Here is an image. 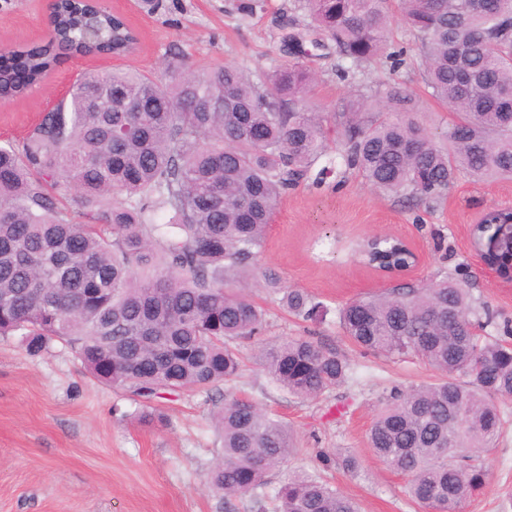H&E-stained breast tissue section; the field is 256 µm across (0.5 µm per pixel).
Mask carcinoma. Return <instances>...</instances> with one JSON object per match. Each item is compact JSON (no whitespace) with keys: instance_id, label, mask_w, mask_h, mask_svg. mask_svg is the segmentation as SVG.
<instances>
[{"instance_id":"carcinoma-1","label":"carcinoma","mask_w":512,"mask_h":512,"mask_svg":"<svg viewBox=\"0 0 512 512\" xmlns=\"http://www.w3.org/2000/svg\"><path fill=\"white\" fill-rule=\"evenodd\" d=\"M305 9L314 45H335L343 75L383 54L404 62L402 49L384 53L400 15L430 96L451 111L447 130L430 135L416 96L390 82L320 112L301 33L288 37L293 60L256 80L235 65L200 72L181 59L165 79L83 72L21 143L0 144V336L21 337L34 353L66 343L94 378L132 394L142 421L163 394L221 393L223 448L211 470L221 497L264 488L272 512H359L307 473L268 488L294 436L258 403L220 390L241 371L235 341L256 340L267 376L300 399L330 392L352 368L313 336L262 338L265 312L246 288L261 280L288 312L319 315L309 294L257 272L255 261L282 196L332 172L316 168L331 136L344 172L416 206L443 200L462 173L512 179V0H305ZM54 30L47 45L13 52L0 97L40 79L56 48L125 55L136 43L119 17L85 0H58ZM73 202L93 222L75 223ZM358 252L377 269L409 261L393 239ZM472 314L469 291L446 276L360 296L338 312L360 351L439 373L391 389L367 436L375 457L406 476L409 498L432 512H460L484 488L499 402L512 400V343L480 335L489 311Z\"/></svg>"}]
</instances>
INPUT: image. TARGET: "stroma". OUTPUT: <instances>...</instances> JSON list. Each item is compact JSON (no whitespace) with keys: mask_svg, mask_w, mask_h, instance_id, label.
Listing matches in <instances>:
<instances>
[{"mask_svg":"<svg viewBox=\"0 0 512 512\" xmlns=\"http://www.w3.org/2000/svg\"><path fill=\"white\" fill-rule=\"evenodd\" d=\"M103 3L136 32L135 51L117 61L59 54L23 95L0 100V143L20 141L39 113L89 69L132 68L161 77L176 53L195 70L233 64L260 77L287 61L286 27L305 20L303 0H261L248 17L238 13L237 0H164L153 13L136 0ZM47 15L48 0H0V51L44 45ZM413 41L410 29L395 20L388 48H406L404 64L394 68L382 59L344 79L335 71L336 54L310 57L319 76L313 101L331 112L357 89L396 82L419 99L431 131H444L449 109L428 94ZM509 205L512 180L460 177L447 198L428 209L380 193L354 173L340 183L331 177L318 187L301 184L280 200L258 264L311 294L328 314L306 321L288 314L263 289H253L265 311L266 335L315 334L353 366L352 377L332 393L302 400L271 383L255 359L254 342H237L246 367L233 387L293 430L297 449L288 470L322 478L358 501L362 512H420L405 494L404 478L374 456L367 433L383 392L433 381L437 373L410 360L361 353L343 336L336 311L350 299L387 288V280L359 263L354 252L366 237L387 233L409 241L421 256L407 282L426 286L444 275L455 277L476 304L493 312L489 333L504 337L505 326H512V283L481 264L470 231L484 213ZM156 406L165 423H140L132 417L136 405L129 393L98 382L65 343L51 341L34 355L19 337H0V512H257L250 498L224 502L209 488L221 452L211 396L167 395ZM503 410V431L485 456L490 477L462 512H512V401ZM339 450L358 457L357 473L323 465V454Z\"/></svg>","mask_w":512,"mask_h":512,"instance_id":"1","label":"stroma"}]
</instances>
